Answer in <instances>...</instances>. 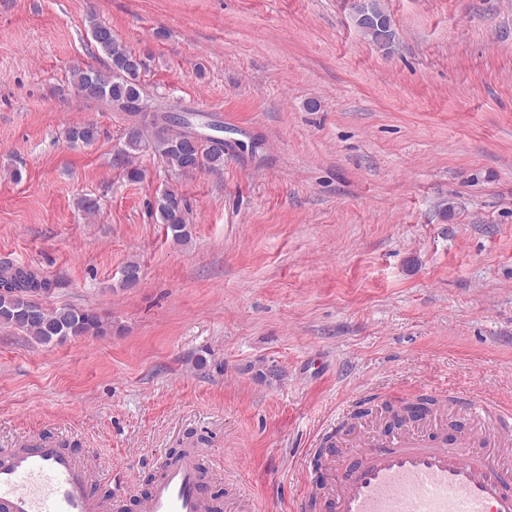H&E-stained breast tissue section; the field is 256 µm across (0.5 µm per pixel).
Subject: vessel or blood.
<instances>
[{
    "mask_svg": "<svg viewBox=\"0 0 512 512\" xmlns=\"http://www.w3.org/2000/svg\"><path fill=\"white\" fill-rule=\"evenodd\" d=\"M448 406L479 422L481 447H448L413 430L372 435L320 467L303 459L307 478L292 512H306L314 493L327 512H512V471L484 447L512 445V408L475 398ZM92 474L87 459L53 444L17 450L0 459V512H105L88 491ZM205 477L202 450H188L163 467L141 512H211Z\"/></svg>",
    "mask_w": 512,
    "mask_h": 512,
    "instance_id": "1",
    "label": "vessel or blood"
}]
</instances>
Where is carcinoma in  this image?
I'll return each instance as SVG.
<instances>
[{
  "mask_svg": "<svg viewBox=\"0 0 512 512\" xmlns=\"http://www.w3.org/2000/svg\"><path fill=\"white\" fill-rule=\"evenodd\" d=\"M354 19L364 35L376 46L389 49L395 32L391 18L383 11L379 0H356ZM91 36L97 51L107 61L103 66L112 73L100 99L143 101L140 58L128 50L112 34V28L89 17ZM93 68L75 69L71 84L77 95L91 99L86 92ZM132 123L125 129L123 142L113 164L124 171L131 182H137L144 172L135 164L138 155L150 152L165 166L182 173L195 171L219 172L224 169V146L211 139L191 141L185 128L176 129L148 112H131ZM97 136L92 124L72 127L65 137L73 145L89 144ZM155 215L165 225L173 239L184 242L189 237V209L185 199L175 189L163 191L155 200ZM56 283L38 273L0 262V325L15 327L36 342L63 343L81 336L105 333V318L90 309L73 306L46 307L39 296L51 292Z\"/></svg>",
  "mask_w": 512,
  "mask_h": 512,
  "instance_id": "carcinoma-1",
  "label": "carcinoma"
}]
</instances>
